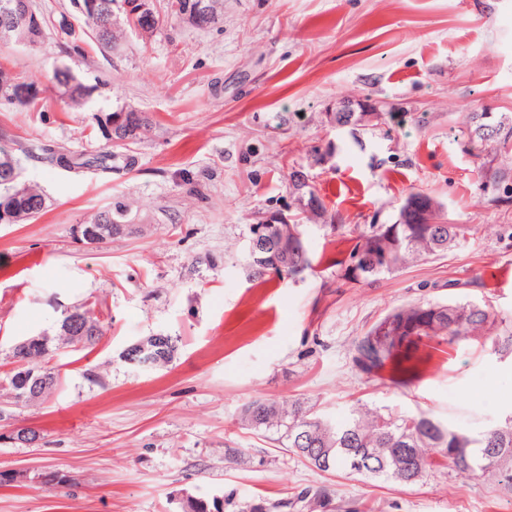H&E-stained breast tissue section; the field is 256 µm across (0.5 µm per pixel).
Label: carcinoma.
Returning a JSON list of instances; mask_svg holds the SVG:
<instances>
[{
  "instance_id": "carcinoma-1",
  "label": "carcinoma",
  "mask_w": 512,
  "mask_h": 512,
  "mask_svg": "<svg viewBox=\"0 0 512 512\" xmlns=\"http://www.w3.org/2000/svg\"><path fill=\"white\" fill-rule=\"evenodd\" d=\"M84 25L75 26L67 18L58 21V34L69 52L81 56L86 52L88 38L102 48L117 46L127 28L154 33L159 19L143 28L127 12L102 32L98 18L80 12ZM70 70L54 71L53 81L62 89L64 103L71 109L80 110L87 102V95L79 87H69ZM33 86L35 82L22 80L9 69L0 66V99L17 108H33L38 98H23L16 93L19 85ZM470 140L493 143L500 156L512 154V123L507 120L493 122L489 113L474 112L471 116ZM46 160L67 169L102 167L112 162V155L74 157L66 153L45 149ZM29 197L19 200L13 223L26 224L37 220L43 210L38 208L37 198L41 191L28 186ZM302 195L311 205L298 209V214L311 213L325 218L326 209L312 186L307 185ZM137 217L130 206L117 201L106 210L90 216V224L112 225V235H118L120 224H136ZM299 220H292L290 230L295 233V246L288 248V266L277 271L278 276L294 278L311 266L302 238ZM465 224H372L360 233V242L352 254V264L345 277L361 281L384 273L407 268L430 256L440 257L453 249L471 234ZM377 244L386 250L388 260L366 273L362 272V256ZM83 313L88 329L93 332L88 344H94L102 335V329L94 316L92 305L84 302L75 305ZM491 314L473 302L439 304H413L392 310L372 325L353 343V360L365 374L380 376L386 369L399 373L397 382L402 384L417 374L419 358L414 350L424 341L452 345L460 340L480 336L490 329ZM59 346L53 338H45L25 354L35 367L59 378L50 365L52 354ZM174 352L169 347L148 342L141 358L149 359V368L155 369L171 362ZM9 386L13 405L21 407L35 401L27 396L21 373H10L0 378V384ZM241 420L248 426L277 434L276 441L282 447L302 457L316 469L329 471L342 469L368 478H386L399 484L417 482L435 464L446 465L448 473L461 477L490 481L507 493H512V417L496 424L478 436H469L448 429L440 421L425 414H411L396 409L374 410L357 408L344 421L332 422L316 415L298 401L254 400L245 404L240 412Z\"/></svg>"
}]
</instances>
